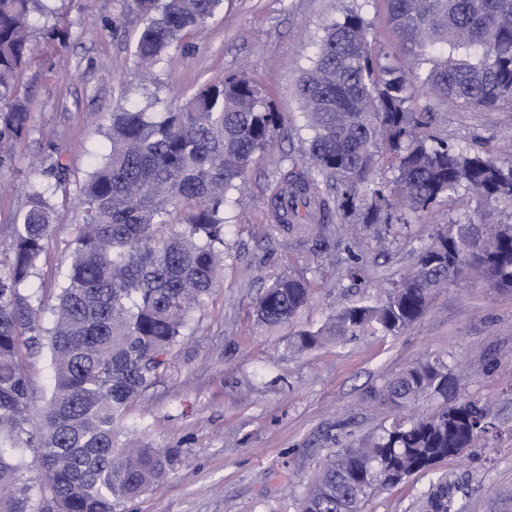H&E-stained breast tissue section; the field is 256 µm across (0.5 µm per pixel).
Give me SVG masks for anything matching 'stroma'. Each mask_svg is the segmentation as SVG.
I'll return each instance as SVG.
<instances>
[{
    "label": "stroma",
    "mask_w": 512,
    "mask_h": 512,
    "mask_svg": "<svg viewBox=\"0 0 512 512\" xmlns=\"http://www.w3.org/2000/svg\"><path fill=\"white\" fill-rule=\"evenodd\" d=\"M51 14L35 15L34 52L18 78L30 100V132L0 164V236L24 209L19 185L41 178L52 158L66 165V194L32 289L51 297L68 263L66 243L77 217L76 189L92 153L106 144L112 112L136 105L162 112L182 104L205 84L246 72L263 90L285 126L302 122L297 79L322 25L345 8L363 6L374 46L394 43L380 0H224L206 30L172 49L151 81L132 76L140 17L119 0H48ZM68 27L66 46L46 39L47 26ZM433 128L471 149L502 159L512 153V111L461 112L433 103ZM275 138L247 174L227 215L234 255L221 282L193 314L188 339L127 414L154 446L182 451L180 467L154 490L126 502L122 512H297V503L332 449L377 434L389 420L373 390L428 356L447 360L460 396L487 406L497 431L485 447L441 461L434 471L377 491L366 512H420L438 476L462 512H512V292L482 283L440 290L431 309L398 336L365 333L304 355L285 349L287 336L319 328L328 315L362 297L379 300L408 273L417 249L449 216H476L475 200L438 204L409 237H368L360 255L363 281L344 276L349 241L336 229L326 248L315 236L272 244L267 199L273 162L287 155ZM312 270L311 305L285 327L257 331L252 302L264 283L288 267Z\"/></svg>",
    "instance_id": "1"
}]
</instances>
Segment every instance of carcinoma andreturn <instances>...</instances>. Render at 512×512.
I'll list each match as a JSON object with an SVG mask.
<instances>
[{
	"label": "carcinoma",
	"instance_id": "1",
	"mask_svg": "<svg viewBox=\"0 0 512 512\" xmlns=\"http://www.w3.org/2000/svg\"><path fill=\"white\" fill-rule=\"evenodd\" d=\"M38 0H0V153L28 130L17 92L32 52L28 28ZM223 0H122L142 21L135 75L148 78L169 50L197 34ZM396 43L373 47L361 9L326 22L297 80L304 120L298 155L282 157L269 201L268 239L299 237L336 224L374 225L392 240L434 206L461 197L512 207V160L483 156L435 134L418 95L470 112L512 110V0H384ZM283 119L242 72L199 88L166 112L112 113L108 145L92 155L78 188L51 326L45 300L28 291L66 192L25 184L26 205L0 243V512H119L180 462V449L134 437L125 414L188 336L192 313L220 282L227 259L224 209L240 193ZM387 163L391 177L377 176ZM310 270L289 269L256 297L259 329L291 323L313 298ZM476 280L512 291V212L448 219L417 250L413 269L375 303L355 301L316 330L287 340L302 354L368 329L397 336L428 311L441 288ZM44 344L52 386L34 404L21 338ZM440 356L386 379L379 397L397 417L357 448L329 453L300 512H364L375 490L430 472L487 439L484 406L451 396ZM443 405L421 412L426 401ZM37 471L42 491L27 478ZM421 512H449L448 480L427 492Z\"/></svg>",
	"mask_w": 512,
	"mask_h": 512
}]
</instances>
